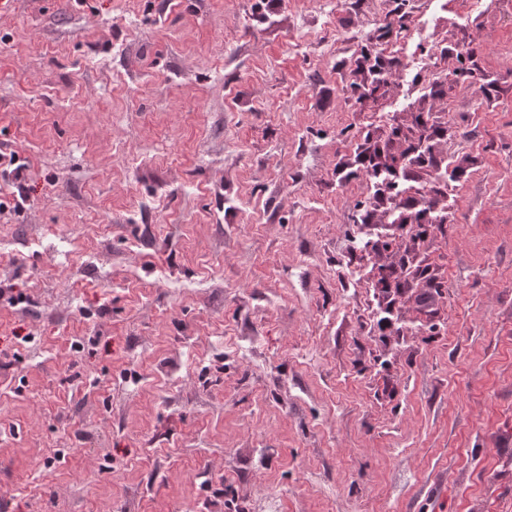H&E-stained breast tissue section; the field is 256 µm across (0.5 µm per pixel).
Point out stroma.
Listing matches in <instances>:
<instances>
[{"label":"stroma","mask_w":512,"mask_h":512,"mask_svg":"<svg viewBox=\"0 0 512 512\" xmlns=\"http://www.w3.org/2000/svg\"><path fill=\"white\" fill-rule=\"evenodd\" d=\"M1 150L0 512H512V0H0Z\"/></svg>","instance_id":"1"}]
</instances>
